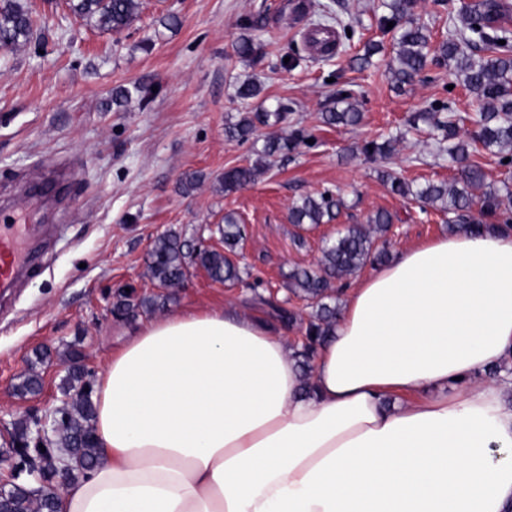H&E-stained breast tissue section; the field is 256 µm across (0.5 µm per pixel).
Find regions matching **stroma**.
<instances>
[{"mask_svg":"<svg viewBox=\"0 0 512 512\" xmlns=\"http://www.w3.org/2000/svg\"><path fill=\"white\" fill-rule=\"evenodd\" d=\"M142 0L138 19L119 34L75 18L64 0H27L36 36L25 48L0 52V195L22 206V221L53 225L55 235L39 266L0 306V449L14 423L32 410L61 407L70 350L99 376L139 320L112 315L113 292L126 286L156 294L147 275L154 240L173 230L203 236L219 247L225 213L240 220L239 263L261 279V295L285 297L288 273L316 265L325 240L347 224L366 223L379 210L395 221L388 234L391 255L445 234V217L435 209L390 193L359 146L405 128L413 113L455 103L473 116L476 99L446 66L428 65L414 83L394 89L395 32L379 26L380 0H344V22L352 39H340L327 57L306 47L304 38L319 21L326 0ZM468 0H416L411 17L426 25L432 42L445 39L448 25ZM176 24H169V17ZM248 35L261 49L251 59L234 48ZM380 44L374 64L352 68L366 43ZM299 49L298 66L280 59ZM340 75L364 117L355 127H329L319 116L332 105L329 75ZM253 78L262 97L288 99L285 121L259 127L258 135L311 132V145L271 159L250 188L221 189L225 169L255 159L252 144L228 140L227 121L245 110L238 84ZM152 87L149 101L132 96L116 105L119 88ZM427 134L396 144L385 166L419 183L447 181L455 168L437 157ZM192 188H184L187 177ZM340 192L346 207L337 221L299 230L289 208L316 191ZM231 302L251 309L248 295L190 267L176 300L155 318L176 311L217 308ZM37 369L42 388L22 394L18 384Z\"/></svg>","mask_w":512,"mask_h":512,"instance_id":"stroma-1","label":"stroma"}]
</instances>
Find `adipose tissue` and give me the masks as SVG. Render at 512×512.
Masks as SVG:
<instances>
[{"instance_id": "ef3b65f1", "label": "adipose tissue", "mask_w": 512, "mask_h": 512, "mask_svg": "<svg viewBox=\"0 0 512 512\" xmlns=\"http://www.w3.org/2000/svg\"><path fill=\"white\" fill-rule=\"evenodd\" d=\"M509 393L512 233L450 234L355 282L308 379L259 311L145 323L58 509L512 512Z\"/></svg>"}]
</instances>
